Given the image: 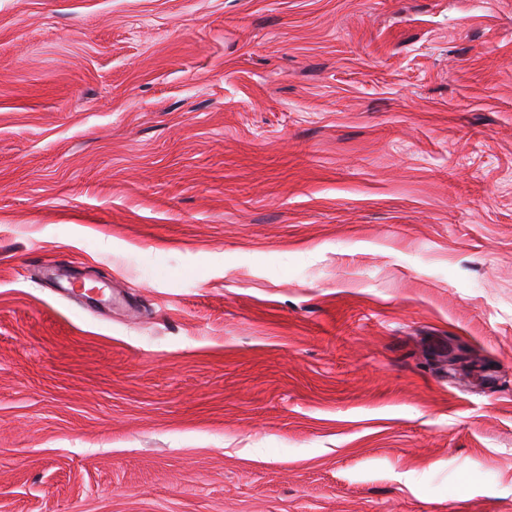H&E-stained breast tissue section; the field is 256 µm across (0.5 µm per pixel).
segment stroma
Instances as JSON below:
<instances>
[{"label": "stroma", "instance_id": "stroma-1", "mask_svg": "<svg viewBox=\"0 0 512 512\" xmlns=\"http://www.w3.org/2000/svg\"><path fill=\"white\" fill-rule=\"evenodd\" d=\"M0 512H512V0H0Z\"/></svg>", "mask_w": 512, "mask_h": 512}]
</instances>
